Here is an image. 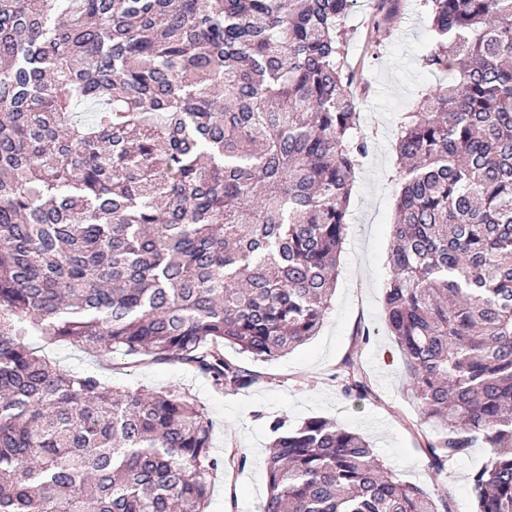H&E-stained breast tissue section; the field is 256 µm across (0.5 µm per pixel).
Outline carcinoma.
Here are the masks:
<instances>
[{
  "label": "carcinoma",
  "instance_id": "obj_1",
  "mask_svg": "<svg viewBox=\"0 0 512 512\" xmlns=\"http://www.w3.org/2000/svg\"><path fill=\"white\" fill-rule=\"evenodd\" d=\"M354 0H0V512H204L211 423L117 392L21 337L173 356L217 387L316 335L366 142L344 69ZM375 33L400 0H375ZM387 326L430 427L432 483L484 451L476 512H512V0H424ZM371 390L352 357L337 375ZM263 512H450L361 435L276 418Z\"/></svg>",
  "mask_w": 512,
  "mask_h": 512
}]
</instances>
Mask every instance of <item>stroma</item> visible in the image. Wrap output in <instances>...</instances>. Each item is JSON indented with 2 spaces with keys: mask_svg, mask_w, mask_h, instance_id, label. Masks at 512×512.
I'll use <instances>...</instances> for the list:
<instances>
[{
  "mask_svg": "<svg viewBox=\"0 0 512 512\" xmlns=\"http://www.w3.org/2000/svg\"><path fill=\"white\" fill-rule=\"evenodd\" d=\"M374 21L373 0H355L343 20L351 38L348 62L361 78L355 87L358 134L367 141L368 153L355 174L336 288L316 336L273 360L225 346L226 357L254 377L241 390L216 388L175 357L157 362L97 355L51 336L26 339L36 355L69 371L98 375L113 390H174L201 405L212 424L210 455L222 462L210 478L206 512H261L268 484L266 450L272 441L269 423L278 417L292 426L314 417L336 420L367 438L400 480L437 482L447 492L452 512H472L475 506L471 480L483 455L458 459L439 480H432L423 452L425 437L415 427L418 405L384 309L401 118L419 96L446 87L453 74L433 72L423 64L430 40L421 0H402L373 54L368 42ZM349 355L372 387L371 398L361 403L346 398L336 379Z\"/></svg>",
  "mask_w": 512,
  "mask_h": 512,
  "instance_id": "stroma-1",
  "label": "stroma"
}]
</instances>
